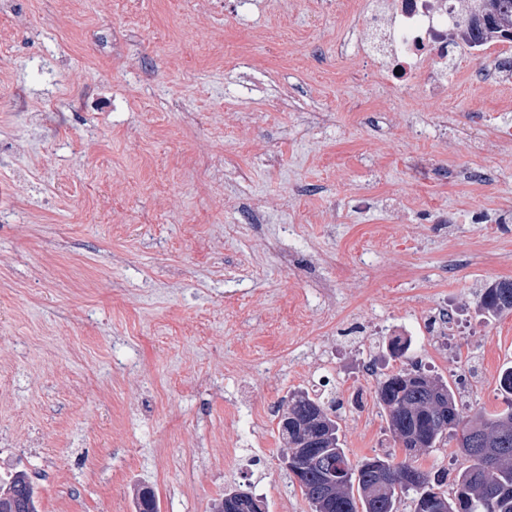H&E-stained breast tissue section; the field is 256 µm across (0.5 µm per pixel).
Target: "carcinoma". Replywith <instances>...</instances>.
<instances>
[{
	"label": "carcinoma",
	"mask_w": 512,
	"mask_h": 512,
	"mask_svg": "<svg viewBox=\"0 0 512 512\" xmlns=\"http://www.w3.org/2000/svg\"><path fill=\"white\" fill-rule=\"evenodd\" d=\"M469 37L482 40L492 30L512 42V0H471ZM512 305V281H500L479 295L478 307L501 314ZM502 409L468 414L459 407L456 392L442 379L423 372L421 365L383 375L376 399L386 414L388 430L404 452L349 461L338 435L339 424L306 391L288 396L291 413L307 427L279 429L288 450V471L310 506L327 490L336 489L327 512H512V367L499 378ZM427 422L434 425L427 446L417 448L413 436ZM468 431L479 433L493 452V462L461 463L453 476L448 470H424L419 457ZM33 481L23 470L0 475V512H38Z\"/></svg>",
	"instance_id": "cac0c4a2"
}]
</instances>
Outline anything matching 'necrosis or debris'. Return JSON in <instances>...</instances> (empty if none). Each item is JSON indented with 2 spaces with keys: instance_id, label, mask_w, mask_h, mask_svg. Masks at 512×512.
I'll return each instance as SVG.
<instances>
[{
  "instance_id": "4bbe7bcc",
  "label": "necrosis or debris",
  "mask_w": 512,
  "mask_h": 512,
  "mask_svg": "<svg viewBox=\"0 0 512 512\" xmlns=\"http://www.w3.org/2000/svg\"><path fill=\"white\" fill-rule=\"evenodd\" d=\"M466 5L467 0H363L336 53L345 59L350 44H366L370 64L388 90L416 84L425 99L444 100L457 59L484 55L500 43L493 35L469 40L461 21Z\"/></svg>"
}]
</instances>
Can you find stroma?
<instances>
[{
  "label": "stroma",
  "mask_w": 512,
  "mask_h": 512,
  "mask_svg": "<svg viewBox=\"0 0 512 512\" xmlns=\"http://www.w3.org/2000/svg\"><path fill=\"white\" fill-rule=\"evenodd\" d=\"M288 10L284 29L270 0L0 15V472H28L39 512H136L144 487L158 512H211L233 486L312 512L288 396L340 404L351 461L396 451L359 369L397 371L396 337L465 405L502 406L512 311L478 308L512 281V148L483 146L512 122L480 84L496 54L460 59L447 102L386 101L331 55L340 0ZM228 195L271 207L249 224ZM448 303L462 319L433 335Z\"/></svg>",
  "instance_id": "obj_1"
}]
</instances>
